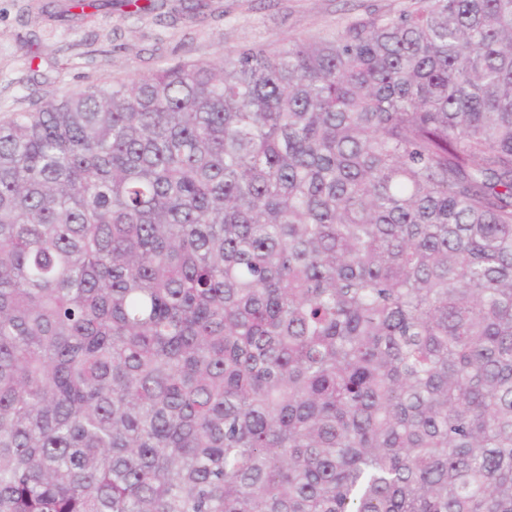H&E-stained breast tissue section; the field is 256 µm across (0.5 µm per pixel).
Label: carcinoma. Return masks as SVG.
<instances>
[{
	"mask_svg": "<svg viewBox=\"0 0 512 512\" xmlns=\"http://www.w3.org/2000/svg\"><path fill=\"white\" fill-rule=\"evenodd\" d=\"M0 115V512H512V0H420Z\"/></svg>",
	"mask_w": 512,
	"mask_h": 512,
	"instance_id": "1",
	"label": "carcinoma"
}]
</instances>
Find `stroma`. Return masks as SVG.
Masks as SVG:
<instances>
[{"label": "stroma", "mask_w": 512, "mask_h": 512, "mask_svg": "<svg viewBox=\"0 0 512 512\" xmlns=\"http://www.w3.org/2000/svg\"><path fill=\"white\" fill-rule=\"evenodd\" d=\"M45 0H0V113L112 79L148 76L177 58L211 60L243 46L275 47L323 35L359 18L416 10L419 0H163L131 12L123 0H95L64 17L41 15Z\"/></svg>", "instance_id": "1"}]
</instances>
